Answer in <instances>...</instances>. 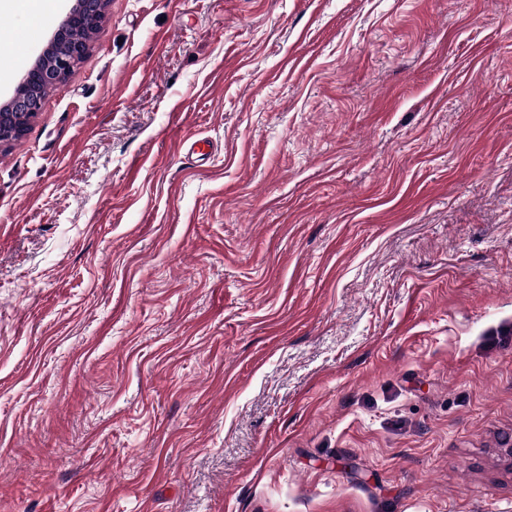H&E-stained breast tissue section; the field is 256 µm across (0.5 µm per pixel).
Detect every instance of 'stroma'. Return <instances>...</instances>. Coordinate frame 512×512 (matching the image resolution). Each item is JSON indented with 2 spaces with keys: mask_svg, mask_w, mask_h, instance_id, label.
<instances>
[{
  "mask_svg": "<svg viewBox=\"0 0 512 512\" xmlns=\"http://www.w3.org/2000/svg\"><path fill=\"white\" fill-rule=\"evenodd\" d=\"M0 512H512V0H109L0 147Z\"/></svg>",
  "mask_w": 512,
  "mask_h": 512,
  "instance_id": "35a3bbf8",
  "label": "stroma"
}]
</instances>
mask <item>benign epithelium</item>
<instances>
[{"mask_svg": "<svg viewBox=\"0 0 512 512\" xmlns=\"http://www.w3.org/2000/svg\"><path fill=\"white\" fill-rule=\"evenodd\" d=\"M107 0H77L55 32L38 62L26 73L15 95L0 105V146L19 140L29 122L43 108L44 99L39 87L53 83L63 86L76 60L85 55L88 45L81 40L71 39L65 46L58 47V41L76 29L95 30L105 19Z\"/></svg>", "mask_w": 512, "mask_h": 512, "instance_id": "obj_1", "label": "benign epithelium"}]
</instances>
